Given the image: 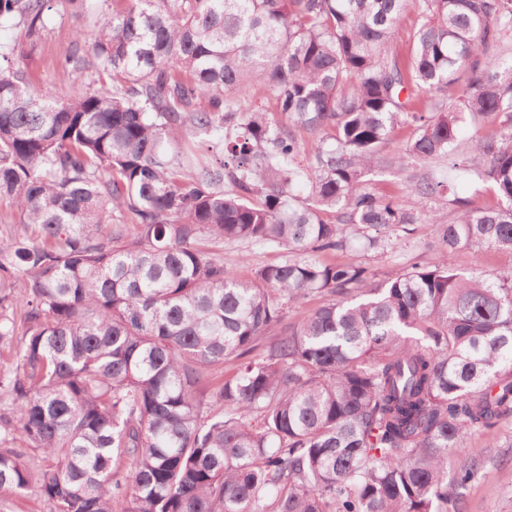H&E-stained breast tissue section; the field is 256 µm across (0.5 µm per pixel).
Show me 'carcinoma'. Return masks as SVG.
<instances>
[{
	"label": "carcinoma",
	"mask_w": 512,
	"mask_h": 512,
	"mask_svg": "<svg viewBox=\"0 0 512 512\" xmlns=\"http://www.w3.org/2000/svg\"><path fill=\"white\" fill-rule=\"evenodd\" d=\"M47 2L0 0L23 33L0 44V223L28 229L0 238V494L50 512H461L479 469L464 438L512 418V271L452 262L512 252V0H112L58 63L98 89L59 99L12 64ZM256 81L265 104L244 110ZM464 115L472 156L452 168L496 205L432 171L400 202L365 190L373 163H401L383 149L404 124L415 162L462 155ZM303 131L322 133L309 167ZM211 132L223 146L196 165ZM431 198L458 212L431 262L378 280L311 256L394 245ZM226 240L298 258L243 280L202 247ZM313 295L328 302L289 322ZM455 267L465 276L492 278L499 271L512 267V254L494 249L459 253ZM4 512H49L46 503L36 494L10 498Z\"/></svg>",
	"instance_id": "1"
}]
</instances>
